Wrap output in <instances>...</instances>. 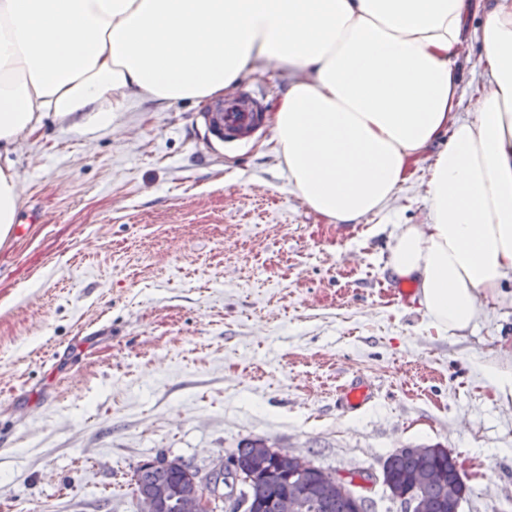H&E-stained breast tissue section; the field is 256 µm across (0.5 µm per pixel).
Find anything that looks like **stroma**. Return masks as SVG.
Listing matches in <instances>:
<instances>
[{
  "label": "stroma",
  "mask_w": 512,
  "mask_h": 512,
  "mask_svg": "<svg viewBox=\"0 0 512 512\" xmlns=\"http://www.w3.org/2000/svg\"><path fill=\"white\" fill-rule=\"evenodd\" d=\"M276 64L241 89L271 106ZM204 104L128 103L95 132L46 119L14 156L18 233L0 245V512H137L159 456L201 473L266 439L333 475L370 476L369 512H407L386 458L457 456L459 512H512V306L437 334L386 268L425 223L421 177L343 227L292 191L271 124L227 145ZM374 397L340 405L347 382Z\"/></svg>",
  "instance_id": "1"
}]
</instances>
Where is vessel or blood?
Returning <instances> with one entry per match:
<instances>
[{
  "label": "vessel or blood",
  "mask_w": 512,
  "mask_h": 512,
  "mask_svg": "<svg viewBox=\"0 0 512 512\" xmlns=\"http://www.w3.org/2000/svg\"><path fill=\"white\" fill-rule=\"evenodd\" d=\"M214 116L206 126L215 137L228 143H239L258 131L263 122L262 98L251 90H229L220 101L213 104ZM372 391L363 381L354 380L341 391L344 407L352 409L370 401Z\"/></svg>",
  "instance_id": "b4317fda"
}]
</instances>
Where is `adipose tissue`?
I'll return each instance as SVG.
<instances>
[{"label":"adipose tissue","mask_w":512,"mask_h":512,"mask_svg":"<svg viewBox=\"0 0 512 512\" xmlns=\"http://www.w3.org/2000/svg\"><path fill=\"white\" fill-rule=\"evenodd\" d=\"M470 39L484 88L467 107ZM264 62L288 72L269 121L289 182L328 223L384 212L445 140L428 222L405 225L387 262L417 281L430 328L461 334L506 300L512 0H0V244L20 204L11 156L45 117L108 129L129 101L214 97ZM482 54V47L476 40H468L463 46L461 59V83L466 95L475 96L478 89H481V69L479 58Z\"/></svg>","instance_id":"1"}]
</instances>
